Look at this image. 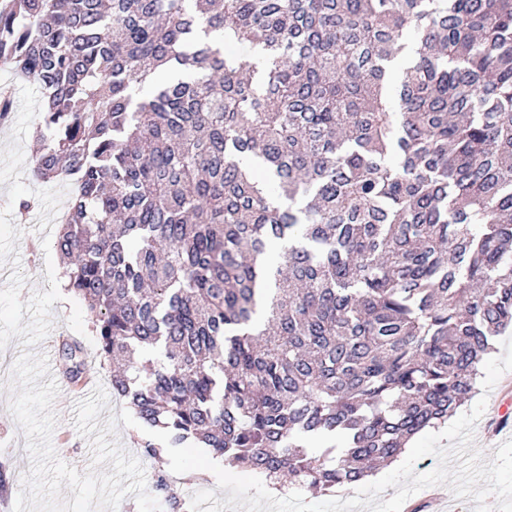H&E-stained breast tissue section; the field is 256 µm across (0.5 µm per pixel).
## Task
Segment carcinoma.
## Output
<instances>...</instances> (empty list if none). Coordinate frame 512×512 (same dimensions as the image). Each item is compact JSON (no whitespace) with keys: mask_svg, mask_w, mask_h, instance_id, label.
Listing matches in <instances>:
<instances>
[{"mask_svg":"<svg viewBox=\"0 0 512 512\" xmlns=\"http://www.w3.org/2000/svg\"><path fill=\"white\" fill-rule=\"evenodd\" d=\"M0 67L41 88L33 177L77 183L65 288L172 445L333 491L475 392L512 328V0H0Z\"/></svg>","mask_w":512,"mask_h":512,"instance_id":"obj_1","label":"carcinoma"}]
</instances>
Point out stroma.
<instances>
[{"instance_id":"35a3bbf8","label":"stroma","mask_w":512,"mask_h":512,"mask_svg":"<svg viewBox=\"0 0 512 512\" xmlns=\"http://www.w3.org/2000/svg\"><path fill=\"white\" fill-rule=\"evenodd\" d=\"M0 88L12 91V109L0 123V357L6 368L0 369V473L8 474L10 483L0 490V512H13L22 489V478L30 468L28 451L15 443L23 432L10 409L8 388L11 364L25 351L46 356L59 387L54 402L58 422L52 444L58 457L84 473L92 467L91 446L77 431L74 406L78 392L63 376L58 345L61 337H78L87 354L85 374L107 392L108 406L98 416L106 422L120 414L127 402L111 391L110 369L101 366L98 339L79 301L64 288L63 264L54 249L59 225L56 215L68 208L73 193L62 181L39 182L31 175V160L38 147L37 133L42 121V96L37 84L21 79L13 71L0 68ZM34 198L36 207L18 216L17 203ZM512 433V392L502 384L491 389L485 411L475 425L474 440L485 460H492ZM113 437L143 466L148 493L154 494L161 512H170L165 493L156 489L158 479L168 484L196 491H215L217 499L228 496L218 489L212 473L174 474L168 457H152L144 448L145 434L132 427H117Z\"/></svg>"}]
</instances>
